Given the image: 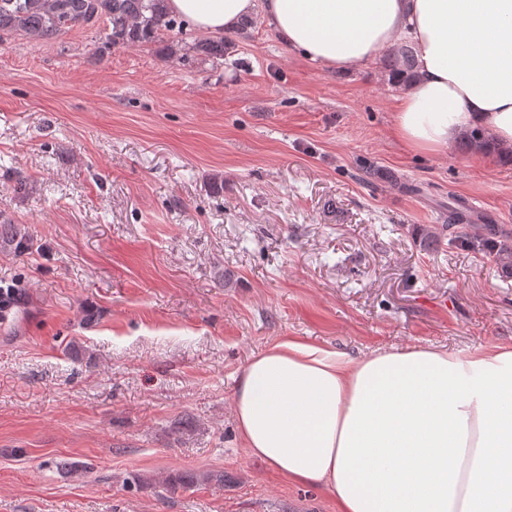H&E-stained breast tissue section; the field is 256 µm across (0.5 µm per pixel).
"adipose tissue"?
<instances>
[{"label": "adipose tissue", "instance_id": "ef3b65f1", "mask_svg": "<svg viewBox=\"0 0 512 512\" xmlns=\"http://www.w3.org/2000/svg\"><path fill=\"white\" fill-rule=\"evenodd\" d=\"M197 31L261 18L336 70L410 42L415 76L393 129L447 151L467 132L512 147V0H166ZM233 410L253 457L322 487L336 512H512V347L376 350L354 359L296 339L254 357Z\"/></svg>", "mask_w": 512, "mask_h": 512}]
</instances>
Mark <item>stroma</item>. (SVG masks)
<instances>
[{
    "label": "stroma",
    "instance_id": "35a3bbf8",
    "mask_svg": "<svg viewBox=\"0 0 512 512\" xmlns=\"http://www.w3.org/2000/svg\"><path fill=\"white\" fill-rule=\"evenodd\" d=\"M226 36L218 67L0 40V512H336L240 441L254 355L512 345V277L446 228L461 199L512 241V162L406 147L381 59Z\"/></svg>",
    "mask_w": 512,
    "mask_h": 512
}]
</instances>
